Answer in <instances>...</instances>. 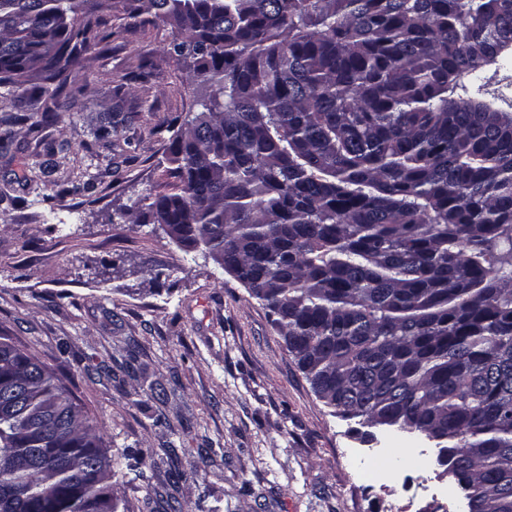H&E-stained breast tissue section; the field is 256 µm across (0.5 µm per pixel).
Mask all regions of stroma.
I'll list each match as a JSON object with an SVG mask.
<instances>
[{
    "instance_id": "obj_1",
    "label": "stroma",
    "mask_w": 512,
    "mask_h": 512,
    "mask_svg": "<svg viewBox=\"0 0 512 512\" xmlns=\"http://www.w3.org/2000/svg\"><path fill=\"white\" fill-rule=\"evenodd\" d=\"M176 35L159 21L77 57L69 108L40 138L13 127L0 150V330L56 373L113 457L152 449L141 472L116 476L118 512H193L201 499L211 512H462L451 477L425 483L409 463L432 442L335 412L243 284L142 222L170 165L154 128L198 110L193 72L163 52ZM143 57L154 78L115 91ZM509 81L507 51L455 94L508 112L497 91ZM117 105L133 121L79 150ZM79 180L90 189L57 196ZM379 466L394 476L370 481Z\"/></svg>"
}]
</instances>
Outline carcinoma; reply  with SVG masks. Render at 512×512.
I'll return each mask as SVG.
<instances>
[{"label":"carcinoma","mask_w":512,"mask_h":512,"mask_svg":"<svg viewBox=\"0 0 512 512\" xmlns=\"http://www.w3.org/2000/svg\"><path fill=\"white\" fill-rule=\"evenodd\" d=\"M117 3L205 47L200 111L147 216L174 224L273 316L315 394L420 433L467 512H512V113L453 98L512 49V0H0V86L101 54ZM129 121L104 113L89 152ZM40 131L28 103L0 117ZM102 428L0 333V512H100Z\"/></svg>","instance_id":"1"}]
</instances>
